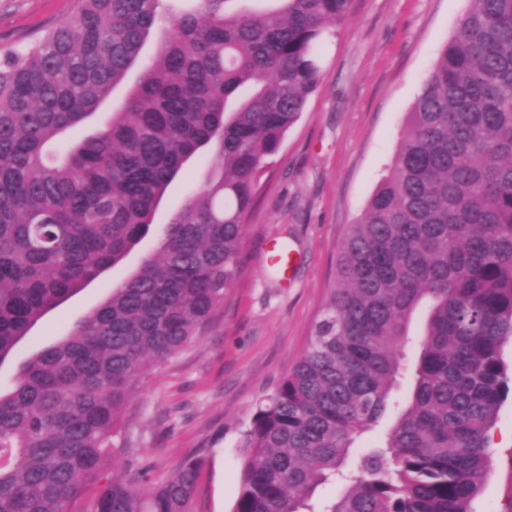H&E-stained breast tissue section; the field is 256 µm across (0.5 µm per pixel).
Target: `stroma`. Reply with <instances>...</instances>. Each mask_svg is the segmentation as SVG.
<instances>
[{
	"instance_id": "35a3bbf8",
	"label": "stroma",
	"mask_w": 512,
	"mask_h": 512,
	"mask_svg": "<svg viewBox=\"0 0 512 512\" xmlns=\"http://www.w3.org/2000/svg\"><path fill=\"white\" fill-rule=\"evenodd\" d=\"M467 0H352L322 51L316 91L270 158L245 218L239 274L201 336L166 365L148 370L126 412L111 472L159 483L184 461L202 462L196 512H232L239 494L238 442L257 402L305 354L336 278L349 224L388 175L412 106L465 13ZM73 0H0V49L66 19ZM210 155L170 186L149 234L125 259L50 310L0 365L10 386L34 353L68 335L100 305L109 285L133 274L159 246V233L196 190ZM292 250L282 276L269 266L272 242ZM411 397L409 377L393 388L379 421L357 439L345 466L384 444ZM492 465L471 512H512V397L490 430Z\"/></svg>"
}]
</instances>
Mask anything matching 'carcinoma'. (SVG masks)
Listing matches in <instances>:
<instances>
[{
    "instance_id": "1",
    "label": "carcinoma",
    "mask_w": 512,
    "mask_h": 512,
    "mask_svg": "<svg viewBox=\"0 0 512 512\" xmlns=\"http://www.w3.org/2000/svg\"><path fill=\"white\" fill-rule=\"evenodd\" d=\"M76 0L0 49V364L49 310L122 260L209 149L156 252L0 388V512H194L199 461L142 490L108 466L143 371L201 335L236 276L267 159L301 118L351 0ZM389 174L342 242L309 347L239 440L233 512H313L386 412L426 302L409 406L324 512H469L512 393V0H469ZM161 31L153 54L145 47ZM139 80L103 127L128 71ZM139 75V67H134L133 69H131L127 75L126 80L114 90L112 98L105 101L104 104L101 106L100 111L97 114H95L90 120H88L86 124H84L82 127H79L71 131L68 135V140L71 142H76L80 140L82 137L97 131L101 123L108 116V112H112V104H117L124 98L128 89L138 80Z\"/></svg>"
}]
</instances>
